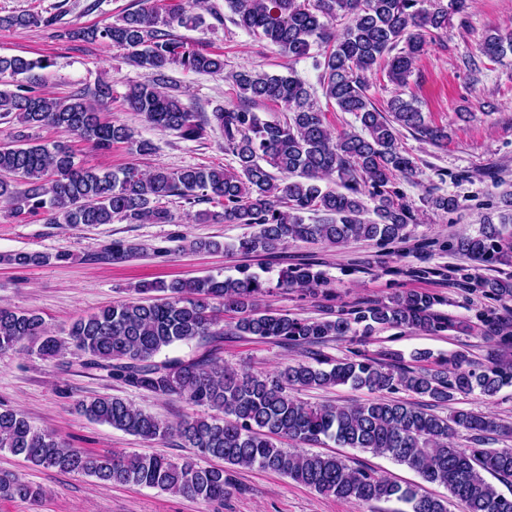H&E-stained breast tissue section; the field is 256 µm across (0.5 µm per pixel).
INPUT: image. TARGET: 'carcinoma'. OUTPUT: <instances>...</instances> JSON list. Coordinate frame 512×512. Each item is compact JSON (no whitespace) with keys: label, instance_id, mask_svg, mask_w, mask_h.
I'll return each instance as SVG.
<instances>
[{"label":"carcinoma","instance_id":"cac0c4a2","mask_svg":"<svg viewBox=\"0 0 512 512\" xmlns=\"http://www.w3.org/2000/svg\"><path fill=\"white\" fill-rule=\"evenodd\" d=\"M190 0H137L108 24L73 32L79 39L101 41L126 52L128 61L154 71L155 78L129 85L123 101L153 127L183 140L204 138L209 121L167 91L164 70L171 65L199 74L224 71V57L188 44L175 27L197 28L200 14L186 8ZM233 23L279 47L288 59L323 48L320 81L327 102L355 116L361 132L332 134L324 113L306 83L263 70L229 75L244 103L218 107L213 122L224 132V152L235 165L159 168L143 172L131 163L118 170L86 168L71 146L40 142L20 135L0 146V203L16 216H41L48 224H169L173 214L162 201L178 197L206 202L218 210L199 211L194 220L246 224L255 231L227 244L187 241L192 251L219 250L245 256L272 255L291 243L340 247L352 240L391 243L407 236L418 210L405 199L398 179L417 173V162L400 143L401 130L438 145L446 130L425 121L423 113L401 95L384 109L368 94L369 76L385 73L398 87L409 83L419 55L448 31L467 0H224ZM342 20L332 32L328 22ZM38 12L0 16V27L50 26ZM479 52L500 62L512 54V27L493 28ZM51 66L47 58L0 57V118L15 115L27 127H61L92 147L107 151L125 144L135 153L151 150L130 127L105 120L101 112L112 100V85L100 79L63 97L38 91L33 71ZM14 89H9V86ZM259 101L281 102L284 120H265L254 111ZM334 183L337 188H329ZM425 205L446 213L459 207L452 194L430 191ZM319 219L305 222L304 214ZM373 217H367V214ZM458 249L481 264L512 265V226L483 225L477 236H463ZM140 248L112 241L114 260L130 258ZM49 256L18 252L0 261L18 266L39 264ZM325 285L323 272L299 263L279 272L277 287L309 293ZM477 287L512 299V276L482 278ZM150 303L131 298L75 320L67 337L51 334L39 314L0 305V352L24 340L47 359L73 348L83 366L107 372L123 384L161 398L173 397L205 407L210 414L172 424L113 395L79 403L88 419L146 441L178 439L194 456L175 461L161 453L91 454L32 424L16 409H0V450L22 455L36 466L93 476L102 484L134 483L206 502L222 501L233 488L236 468L259 467L284 475L320 494L334 495L361 508L397 501L399 512H449L448 501L432 497L418 485L402 486L371 469L352 466L335 456L302 449L325 439L391 458L414 470L426 483L448 489L463 512H512V497L494 481H512V448L486 447L490 434L512 436V426L488 413L459 409L447 416L431 412L457 395L475 392L486 398L512 384V361L495 358L475 365L464 356L441 357L429 368L411 369L368 358L299 361L272 372L254 373L224 364V331L234 336L274 339L284 345L320 346L351 333L396 327L437 333L455 322L435 309L432 294L407 291L387 301L361 305L333 317L299 318L263 304L266 281L241 271L239 277L205 276L145 283L137 288ZM238 314L221 326L219 309ZM489 331L512 343V325L485 319ZM196 339L211 347L201 357L155 362L165 348ZM350 385L375 395L350 405H311L293 391ZM407 392L429 403L392 397ZM464 433L470 446L461 448ZM295 443L281 447V441ZM212 459L222 466L209 464ZM41 489L23 478L0 472V500L35 501Z\"/></svg>","mask_w":512,"mask_h":512}]
</instances>
